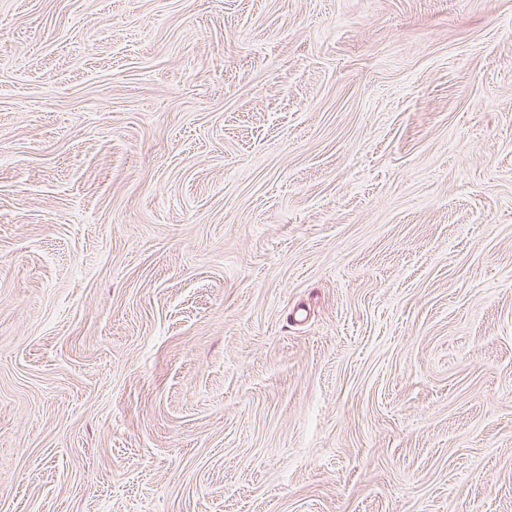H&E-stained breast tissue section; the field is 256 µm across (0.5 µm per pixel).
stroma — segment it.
<instances>
[{"label": "stroma", "mask_w": 512, "mask_h": 512, "mask_svg": "<svg viewBox=\"0 0 512 512\" xmlns=\"http://www.w3.org/2000/svg\"><path fill=\"white\" fill-rule=\"evenodd\" d=\"M0 512H512V0H0Z\"/></svg>", "instance_id": "35a3bbf8"}]
</instances>
